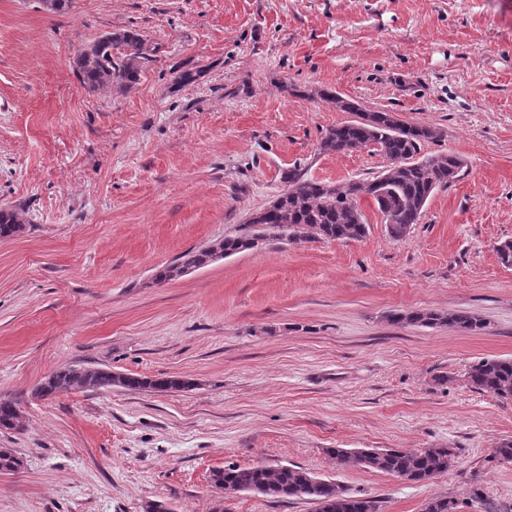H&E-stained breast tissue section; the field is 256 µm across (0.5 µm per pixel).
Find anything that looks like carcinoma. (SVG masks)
I'll list each match as a JSON object with an SVG mask.
<instances>
[{
	"mask_svg": "<svg viewBox=\"0 0 512 512\" xmlns=\"http://www.w3.org/2000/svg\"><path fill=\"white\" fill-rule=\"evenodd\" d=\"M146 39L135 31L107 33L80 49L75 64L82 83L90 91L127 90L139 83L144 63L150 61ZM321 99L357 119L333 127L319 143L321 153H344L372 146L386 161L383 170L371 178L333 186L307 180L298 168L283 173L288 188L271 205L249 217L243 232L211 243L208 249H191L157 270L155 279L166 282L212 262L215 254L228 257L253 248L251 239L266 231L264 225H277L294 237L313 235L326 240H358L367 233V224L356 206L362 196L371 198L382 213L389 232L395 238L420 223L424 208L439 188L448 186V175L465 167L464 159L453 152L417 158L422 142L431 140L435 130L423 125L398 126L391 112H367L355 101L336 92L322 90ZM25 229L19 214L0 209V238L12 237ZM392 324L448 326L468 332H480L485 322L465 311L399 310L387 315ZM470 385L498 398L512 399V359L482 358L469 367ZM194 383L176 376L148 379L110 368L62 366L44 377L35 390L39 398L53 397L74 389L96 391L107 388L174 392L189 390ZM24 429V417L18 403L0 399V431ZM336 459L355 463L394 475L408 482H422L448 472L455 455L449 448H424L419 451L366 449L348 452L334 448ZM21 457L11 448H0V471H16ZM212 484L235 493L251 492L270 499H307L316 512H377L378 501L348 492L331 480L318 479L293 466L270 467L228 465L216 469Z\"/></svg>",
	"mask_w": 512,
	"mask_h": 512,
	"instance_id": "1",
	"label": "carcinoma"
}]
</instances>
